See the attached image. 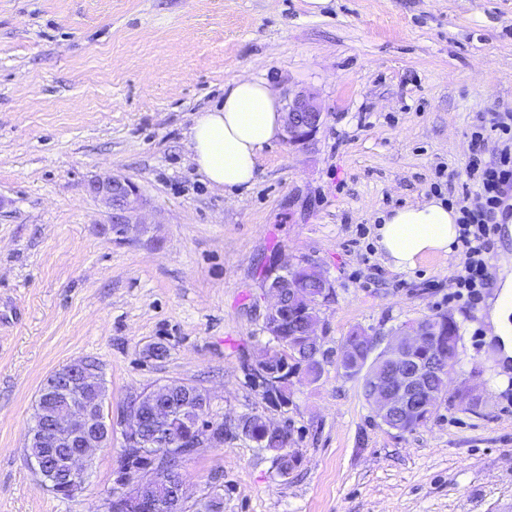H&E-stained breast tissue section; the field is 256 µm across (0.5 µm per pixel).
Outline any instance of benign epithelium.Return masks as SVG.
Listing matches in <instances>:
<instances>
[{
  "label": "benign epithelium",
  "instance_id": "obj_1",
  "mask_svg": "<svg viewBox=\"0 0 512 512\" xmlns=\"http://www.w3.org/2000/svg\"><path fill=\"white\" fill-rule=\"evenodd\" d=\"M285 139L291 146H304L317 132L322 119L316 96L307 90L291 93L284 108ZM85 194L105 208L107 223L101 225L113 242L125 244L141 240L149 232L146 218L147 202L137 184L128 177L106 171L94 174L83 183ZM273 299L265 317L269 335H282L281 316L284 303L312 307L309 296L287 280L267 284ZM426 336L448 338V357L434 358L422 354ZM359 339L368 349L366 356L353 351L342 352L339 364L347 371L373 382L371 402L376 417L387 427L403 431L424 409L433 410L441 402L449 385L447 364L459 353L460 341L446 336L445 327L422 321L400 327L378 347L376 338L364 331ZM261 378L275 388L282 382V370L273 354L263 356ZM99 374V366L88 359L74 360L55 371L37 395L36 404L47 421L44 426L29 428L25 447L45 448L60 457V473L42 477L50 489L70 498L80 496L95 452L112 446L115 427L121 428L123 452L149 445L169 449L180 440L168 431L173 417L172 398L180 396L191 402L198 412H206L209 395L202 389L184 382H169L128 398L126 409L112 425V411L105 409L99 391L84 383ZM194 448L204 445L221 446L224 436L195 423ZM169 469L151 457L132 465L120 459L112 473L109 503L117 512H182L187 501L185 481L167 484Z\"/></svg>",
  "mask_w": 512,
  "mask_h": 512
}]
</instances>
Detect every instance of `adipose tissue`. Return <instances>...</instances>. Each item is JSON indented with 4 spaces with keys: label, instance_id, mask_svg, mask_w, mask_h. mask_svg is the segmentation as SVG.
I'll use <instances>...</instances> for the list:
<instances>
[{
    "label": "adipose tissue",
    "instance_id": "1",
    "mask_svg": "<svg viewBox=\"0 0 512 512\" xmlns=\"http://www.w3.org/2000/svg\"><path fill=\"white\" fill-rule=\"evenodd\" d=\"M283 114L269 81L241 73L224 86L222 107L200 113L187 147L199 173L232 193L251 188L262 149L279 140ZM457 215L439 200L409 204L385 215L375 230L376 245L388 266L414 269L426 257L450 253Z\"/></svg>",
    "mask_w": 512,
    "mask_h": 512
}]
</instances>
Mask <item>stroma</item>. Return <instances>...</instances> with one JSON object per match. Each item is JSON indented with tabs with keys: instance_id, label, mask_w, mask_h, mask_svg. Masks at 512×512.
I'll use <instances>...</instances> for the list:
<instances>
[{
	"instance_id": "1",
	"label": "stroma",
	"mask_w": 512,
	"mask_h": 512,
	"mask_svg": "<svg viewBox=\"0 0 512 512\" xmlns=\"http://www.w3.org/2000/svg\"><path fill=\"white\" fill-rule=\"evenodd\" d=\"M243 72L283 104L313 92L324 118L307 146L264 148L253 187L229 194L202 180L186 141ZM498 112L512 113V0H328L317 13L306 0H0V512H104L121 435L75 499L24 448L42 383L78 358L99 365L116 417L170 380L208 392L224 445L185 461L187 512L216 488L224 512H512V371L485 321L512 233L494 238L475 309L448 300L457 254L396 272L375 239L390 210L460 192L471 135ZM106 170L149 202L141 241L101 232L82 183ZM283 260L315 261L333 288L323 373L292 377L284 405L252 375L264 278ZM439 314L461 328L452 384L481 400L389 429L339 349L352 331ZM248 413L289 430L302 458L288 476L239 433Z\"/></svg>"
}]
</instances>
